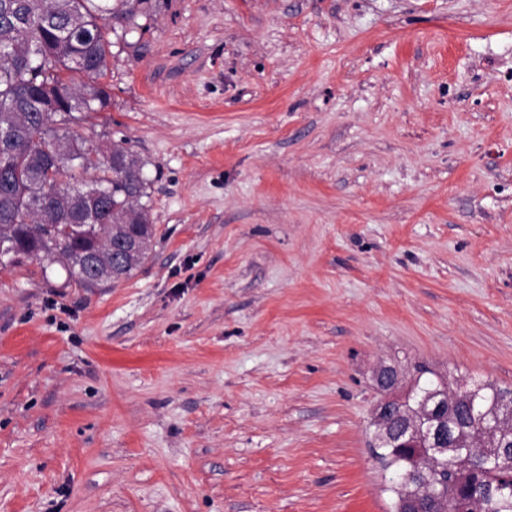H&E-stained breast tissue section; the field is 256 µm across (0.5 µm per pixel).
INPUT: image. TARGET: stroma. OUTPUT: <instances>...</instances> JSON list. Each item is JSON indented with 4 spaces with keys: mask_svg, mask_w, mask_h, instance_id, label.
Segmentation results:
<instances>
[{
    "mask_svg": "<svg viewBox=\"0 0 512 512\" xmlns=\"http://www.w3.org/2000/svg\"><path fill=\"white\" fill-rule=\"evenodd\" d=\"M91 146L113 288L0 264V512H388L375 372L512 387V0H150Z\"/></svg>",
    "mask_w": 512,
    "mask_h": 512,
    "instance_id": "stroma-1",
    "label": "stroma"
}]
</instances>
